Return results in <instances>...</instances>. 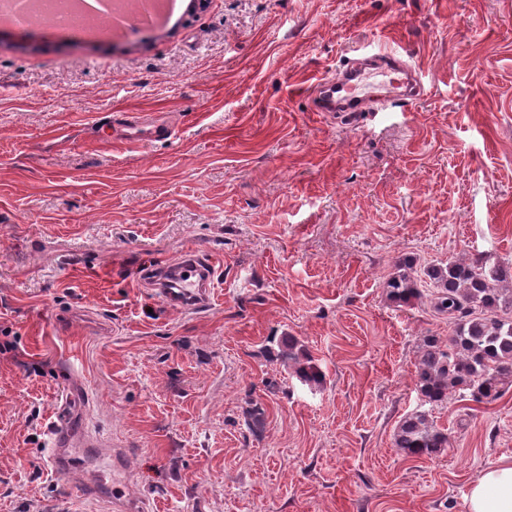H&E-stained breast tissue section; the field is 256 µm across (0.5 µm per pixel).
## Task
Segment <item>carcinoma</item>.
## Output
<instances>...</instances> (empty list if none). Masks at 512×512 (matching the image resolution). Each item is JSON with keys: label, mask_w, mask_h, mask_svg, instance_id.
<instances>
[{"label": "carcinoma", "mask_w": 512, "mask_h": 512, "mask_svg": "<svg viewBox=\"0 0 512 512\" xmlns=\"http://www.w3.org/2000/svg\"><path fill=\"white\" fill-rule=\"evenodd\" d=\"M384 288L399 306L427 298L436 313L448 316V343L426 336L418 345L415 389L424 401L443 403L459 392L487 404L512 388V263L478 253L421 265L406 256ZM269 353L302 384H324L318 360L296 338L281 337ZM394 446L410 457L433 458L448 447V434L427 412L416 411L399 421Z\"/></svg>", "instance_id": "cac0c4a2"}]
</instances>
